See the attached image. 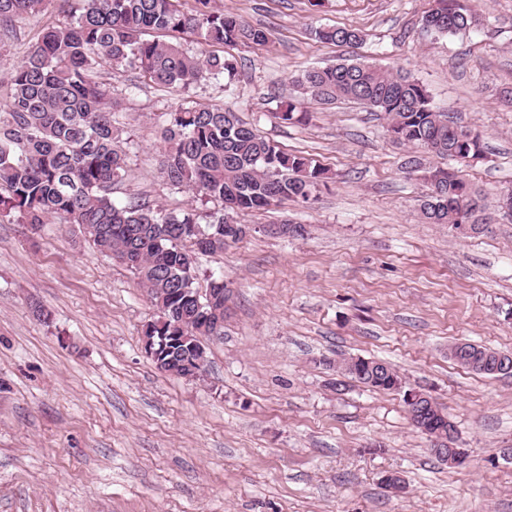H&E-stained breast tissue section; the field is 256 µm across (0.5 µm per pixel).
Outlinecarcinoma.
Instances as JSON below:
<instances>
[{
  "label": "carcinoma",
  "mask_w": 512,
  "mask_h": 512,
  "mask_svg": "<svg viewBox=\"0 0 512 512\" xmlns=\"http://www.w3.org/2000/svg\"><path fill=\"white\" fill-rule=\"evenodd\" d=\"M48 0H0V41L18 24H38ZM78 14L44 29L27 58L10 77L0 108V215L16 212L26 223L76 224L95 248L114 259L134 257L130 269L147 288L162 316L179 321L188 337L170 342L167 357L178 362L196 342L213 335L199 319L196 262L202 238L224 249V217L201 225L193 209L180 213L148 202L120 204L112 184L126 168L123 130L112 124L99 73L129 69L154 84L186 90L207 75L236 73L234 60L214 46L262 45L267 30L227 14L215 0H79ZM468 0H436L423 27L456 35L478 26ZM323 43L352 45L362 40L352 27L317 28ZM200 46L191 55L181 39ZM300 98L275 113L283 124L309 121L307 99H352L382 114L394 140L410 147L408 173H422L427 193L419 210L427 224H487L486 197L454 167H430L424 156L457 163L485 154L482 134L435 110L426 87L411 73L389 72L361 62L306 71L295 79ZM163 170L183 187L221 204L225 214L244 215L281 201L310 203L329 170L311 158L288 154L258 134L236 113L195 105L169 113L161 133ZM361 356L336 361V371L372 389L398 391L391 377L370 368Z\"/></svg>",
  "instance_id": "carcinoma-1"
}]
</instances>
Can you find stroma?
I'll return each instance as SVG.
<instances>
[{"instance_id": "1", "label": "stroma", "mask_w": 512, "mask_h": 512, "mask_svg": "<svg viewBox=\"0 0 512 512\" xmlns=\"http://www.w3.org/2000/svg\"><path fill=\"white\" fill-rule=\"evenodd\" d=\"M217 5L270 33L266 45L225 48L237 61L231 86L209 79L182 93L101 72L128 137L113 200L192 208L204 224L220 212L162 170L160 131L194 104L236 112L332 178L312 208L242 215L241 240L198 256L199 290L214 277L229 290L200 380L155 367L141 336L156 307L78 225L35 231L0 217V512H512V377L448 357L455 342L512 353V218L493 214L471 237L423 223L426 188L403 167L410 150L365 105L309 101L305 126L273 117L311 68L403 69L439 111L481 132L485 157L462 173L494 197L512 186V0H476L480 26L456 36L423 31L434 0ZM323 26L365 38L322 43L311 30ZM38 34L26 24L0 45V103ZM288 220L307 235L275 233ZM348 355L388 362L433 397L469 463L435 458L402 394L337 387L328 362ZM389 472L404 479L400 494L382 488Z\"/></svg>"}]
</instances>
